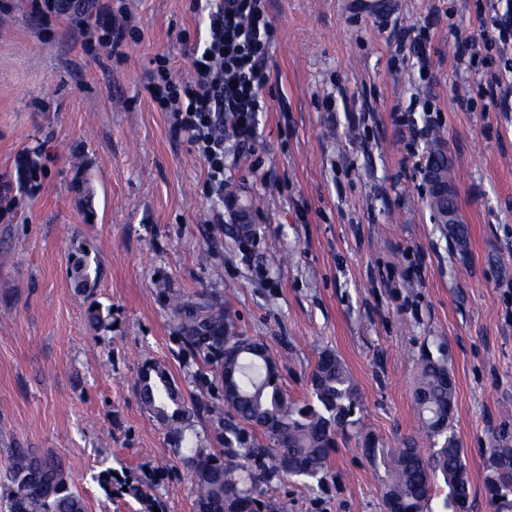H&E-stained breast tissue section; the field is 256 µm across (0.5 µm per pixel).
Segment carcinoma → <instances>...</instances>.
Listing matches in <instances>:
<instances>
[{"label":"carcinoma","instance_id":"1","mask_svg":"<svg viewBox=\"0 0 512 512\" xmlns=\"http://www.w3.org/2000/svg\"><path fill=\"white\" fill-rule=\"evenodd\" d=\"M225 232L240 243L255 234L248 224H228ZM169 310L184 348L215 368L224 406L236 420L220 452L198 445L185 457L194 512H288V501L266 497V486L293 477L319 482L328 473L338 439L357 424L352 415L358 392L351 371L335 350L322 349L310 373L309 398L294 402L279 384V361L264 345L238 332L219 294L201 302L174 296ZM139 389L145 408L183 438L185 402L165 369L145 364ZM455 393L445 360L425 353L413 391L417 435L387 448L371 431L357 430L361 450L383 469L385 512H429L439 479L448 488L445 508L470 512L471 481L453 429ZM241 424L265 443L243 434ZM483 483L495 512H512V432L506 427L493 437ZM0 499L7 512H85L65 463L28 448L14 449L10 466L0 473Z\"/></svg>","mask_w":512,"mask_h":512}]
</instances>
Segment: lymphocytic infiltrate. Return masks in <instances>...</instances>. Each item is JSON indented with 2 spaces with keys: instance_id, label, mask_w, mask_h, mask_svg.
Returning <instances> with one entry per match:
<instances>
[{
  "instance_id": "1",
  "label": "lymphocytic infiltrate",
  "mask_w": 512,
  "mask_h": 512,
  "mask_svg": "<svg viewBox=\"0 0 512 512\" xmlns=\"http://www.w3.org/2000/svg\"><path fill=\"white\" fill-rule=\"evenodd\" d=\"M33 8L73 17L91 45L102 49L115 50L132 34L126 18L104 0H34ZM274 41L264 0H209L207 37L189 53L188 78H173L167 59L155 60L146 90L204 159L216 188L224 186L225 144L251 142L257 115L266 109L263 90Z\"/></svg>"
}]
</instances>
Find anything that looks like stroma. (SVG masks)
Returning <instances> with one entry per match:
<instances>
[{
    "mask_svg": "<svg viewBox=\"0 0 512 512\" xmlns=\"http://www.w3.org/2000/svg\"><path fill=\"white\" fill-rule=\"evenodd\" d=\"M0 15V472L13 449L60 457L86 512H146L103 491L105 467L151 483L157 512H194L164 424L140 403L145 363L193 404L188 443L224 446L227 411L209 366L186 359L168 298L219 293L243 335L307 398L320 350L352 372L355 418L386 445L414 435L416 363L442 352L456 383L454 431L473 512L492 434L512 424V39L482 18L512 0H395L379 20L350 0H266L276 28L256 139L226 146L224 180L256 234H224L208 169L145 90L152 61L189 74L204 35L193 0H109L136 31L94 56L31 0ZM430 24L426 66L410 50ZM412 112L414 125L396 124ZM447 160L458 244L429 205L430 152ZM36 167L37 186L23 181ZM97 269L87 291L77 261ZM111 313L94 329L91 307ZM383 473L348 429L321 483L276 481L289 512H384Z\"/></svg>",
    "mask_w": 512,
    "mask_h": 512,
    "instance_id": "1",
    "label": "stroma"
}]
</instances>
